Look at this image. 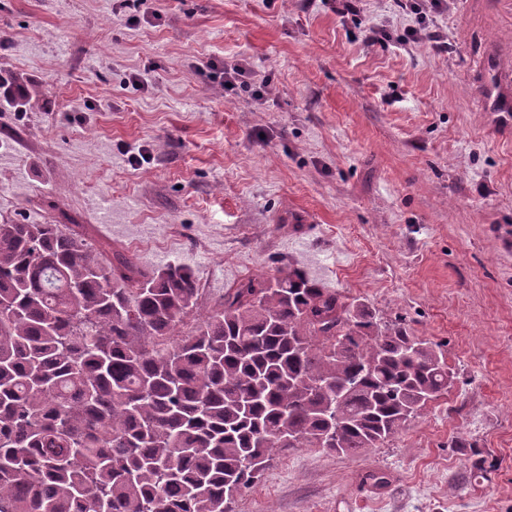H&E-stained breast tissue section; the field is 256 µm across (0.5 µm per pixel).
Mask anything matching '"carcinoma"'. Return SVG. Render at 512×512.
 Returning <instances> with one entry per match:
<instances>
[{
    "instance_id": "1",
    "label": "carcinoma",
    "mask_w": 512,
    "mask_h": 512,
    "mask_svg": "<svg viewBox=\"0 0 512 512\" xmlns=\"http://www.w3.org/2000/svg\"><path fill=\"white\" fill-rule=\"evenodd\" d=\"M85 224L0 222V512H233L280 448L357 456L454 385L438 345L298 269L224 290Z\"/></svg>"
}]
</instances>
